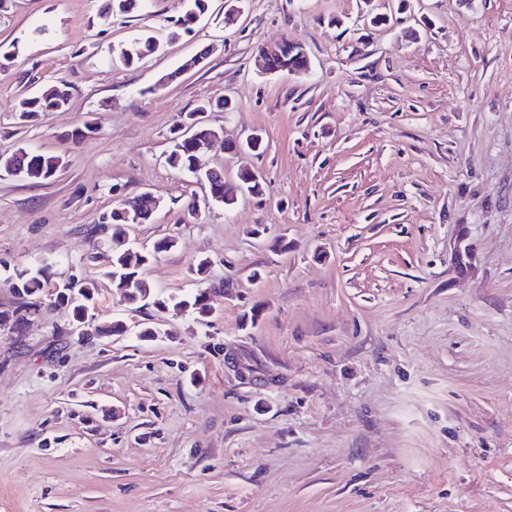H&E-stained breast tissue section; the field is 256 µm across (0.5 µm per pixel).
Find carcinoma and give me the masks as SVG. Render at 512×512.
<instances>
[{
    "instance_id": "obj_1",
    "label": "carcinoma",
    "mask_w": 512,
    "mask_h": 512,
    "mask_svg": "<svg viewBox=\"0 0 512 512\" xmlns=\"http://www.w3.org/2000/svg\"><path fill=\"white\" fill-rule=\"evenodd\" d=\"M193 5L194 10L177 21V29L170 32V39H177L182 30L190 31L198 15L207 10V0H193ZM136 6L137 0H103L104 13L107 15L129 14ZM158 50L159 43L155 38L144 36L121 48L118 58L124 65L132 67ZM70 99V87L64 82H58L43 92L21 97L15 111L18 112L22 121L27 122L42 112H54L60 107H66ZM169 133L174 143L173 150L167 157L169 166L193 175L197 174L201 170V163L195 152V143L215 138L217 131L201 122L185 134L180 123L177 122L170 128ZM58 161L59 158L51 153L33 150L20 144L10 153H0V173L48 180L55 176ZM204 182L209 186L213 201L226 207L234 204L230 184L224 180V176L214 170L211 177L204 179ZM172 247H174V239L169 236L156 240L151 250L140 254L128 250H117L112 254L111 269L106 272V277L114 287L120 290L121 296L128 303L143 301L151 296L152 287L139 273V268L145 266L151 258L169 251ZM48 285V280L39 275L26 276L21 273L17 293L20 296H31L44 291ZM97 293L98 288L95 283L79 281L62 292H56L54 303L73 306L76 315L82 318L87 308L85 302L92 300V296ZM177 305L189 307L193 313L203 318L213 311L210 297L205 291H199L189 299H182L177 302Z\"/></svg>"
}]
</instances>
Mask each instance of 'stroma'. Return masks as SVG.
Returning <instances> with one entry per match:
<instances>
[{"instance_id": "35a3bbf8", "label": "stroma", "mask_w": 512, "mask_h": 512, "mask_svg": "<svg viewBox=\"0 0 512 512\" xmlns=\"http://www.w3.org/2000/svg\"><path fill=\"white\" fill-rule=\"evenodd\" d=\"M187 5L0 0V152L62 160L0 176V312L24 269L98 286L84 320L40 294L0 330V512H512V0H247L229 24L209 0L166 42ZM144 33L164 48L116 64ZM285 38L308 72L259 66ZM60 81L68 109L19 127ZM221 98L207 163L265 181L226 210L166 162ZM254 132L264 153L226 151ZM121 192L153 221L102 224ZM116 234L175 239L146 304L105 276ZM201 289L206 323L177 305ZM283 52H285V53L288 52V55H292L296 59H298L302 56H305L308 59V54H307L304 46L301 43L295 42V41H288V39H286L275 46L263 47V50L261 51V55L263 58V64H264L266 71L275 72V71L268 70V68L270 67L268 60H269V58L272 57V55H275V54L282 56ZM71 99L70 87L64 82H58L43 92L22 96L15 107L23 122L38 116L41 112H54L60 107H66ZM58 161L59 158L51 153L33 150L26 148L25 144H19L11 153H0V173L48 180L59 171Z\"/></svg>"}]
</instances>
